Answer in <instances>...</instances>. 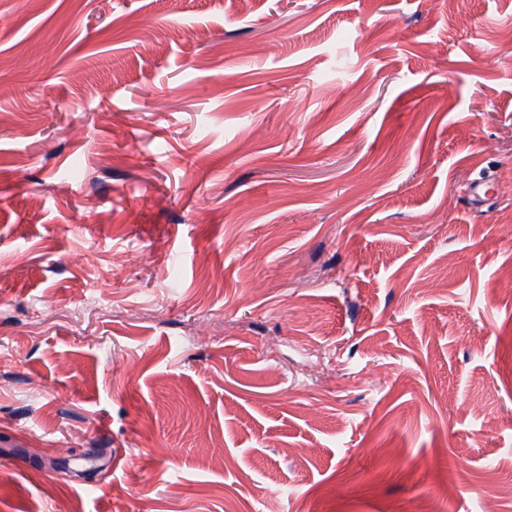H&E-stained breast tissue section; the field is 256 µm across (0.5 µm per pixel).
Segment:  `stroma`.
<instances>
[{
    "label": "stroma",
    "mask_w": 512,
    "mask_h": 512,
    "mask_svg": "<svg viewBox=\"0 0 512 512\" xmlns=\"http://www.w3.org/2000/svg\"><path fill=\"white\" fill-rule=\"evenodd\" d=\"M501 224L512 0H0V512H482Z\"/></svg>",
    "instance_id": "stroma-1"
}]
</instances>
